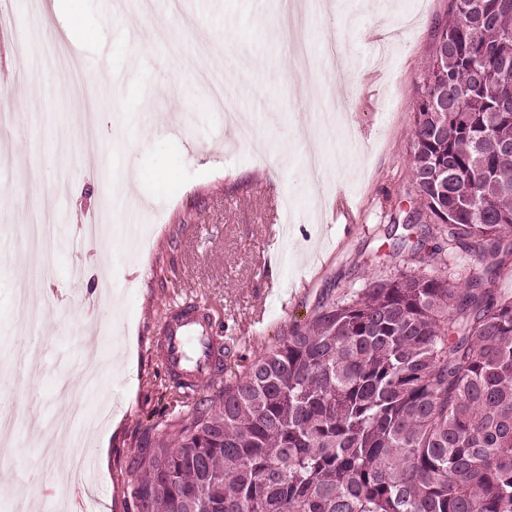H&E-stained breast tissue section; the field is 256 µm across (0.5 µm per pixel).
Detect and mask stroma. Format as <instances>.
<instances>
[{
    "mask_svg": "<svg viewBox=\"0 0 512 512\" xmlns=\"http://www.w3.org/2000/svg\"><path fill=\"white\" fill-rule=\"evenodd\" d=\"M15 15L0 50V410L21 432L0 456V482L37 503V512H127L131 464L151 425L172 420L193 399L215 395L223 379L185 393L168 377L152 340L166 313L186 302L208 307L224 338V361L244 369L292 323L310 319L323 297L363 288L369 274H396L390 245L404 235L412 194L407 163L418 76L448 0H333L304 29L313 94L297 82L283 35L280 0H184L192 27L167 0H79L83 24L99 38L67 40L57 21ZM135 40L122 43L121 30ZM107 55L112 79L80 73L76 57ZM221 73L236 108L251 117L256 144L237 142L198 68ZM359 76L340 98L320 90L335 68ZM95 99L98 149L88 157L79 87ZM344 108L349 138L321 132V181L308 172L299 133L312 113ZM174 171L170 183L127 185L136 168ZM57 222L77 233L80 215L106 198L108 231L81 253L49 240L51 279L41 325L15 326V295L30 271L17 263L19 231L44 194ZM126 206H119V199ZM123 358L122 375L112 373ZM108 405L95 430L109 437L107 463L69 468L62 453L40 450L52 422L74 402Z\"/></svg>",
    "mask_w": 512,
    "mask_h": 512,
    "instance_id": "1",
    "label": "stroma"
}]
</instances>
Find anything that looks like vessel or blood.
Here are the masks:
<instances>
[{"label": "vessel or blood", "instance_id": "vessel-or-blood-1", "mask_svg": "<svg viewBox=\"0 0 512 512\" xmlns=\"http://www.w3.org/2000/svg\"><path fill=\"white\" fill-rule=\"evenodd\" d=\"M155 343L177 385H192L221 368V342L214 336L204 308L183 305L172 309L160 325Z\"/></svg>", "mask_w": 512, "mask_h": 512}]
</instances>
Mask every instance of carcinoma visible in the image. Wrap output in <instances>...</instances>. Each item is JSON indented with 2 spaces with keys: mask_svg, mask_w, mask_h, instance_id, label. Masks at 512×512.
Returning a JSON list of instances; mask_svg holds the SVG:
<instances>
[{
  "mask_svg": "<svg viewBox=\"0 0 512 512\" xmlns=\"http://www.w3.org/2000/svg\"><path fill=\"white\" fill-rule=\"evenodd\" d=\"M512 0H449L414 102L412 215L428 235L169 423L134 512H512ZM458 255L486 262L456 279Z\"/></svg>",
  "mask_w": 512,
  "mask_h": 512,
  "instance_id": "obj_1",
  "label": "carcinoma"
}]
</instances>
